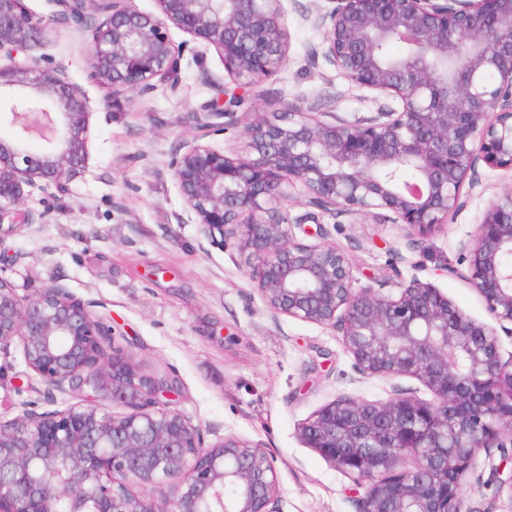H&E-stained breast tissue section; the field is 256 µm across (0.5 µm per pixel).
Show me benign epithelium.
Masks as SVG:
<instances>
[{"label":"benign epithelium","instance_id":"benign-epithelium-1","mask_svg":"<svg viewBox=\"0 0 512 512\" xmlns=\"http://www.w3.org/2000/svg\"><path fill=\"white\" fill-rule=\"evenodd\" d=\"M50 2L45 19L25 0H0V99L12 102L0 120L15 129L0 137V234L35 223L19 209L30 190L62 188L85 161L90 100L38 53L46 26L68 24L85 39L87 81L114 106L128 93L176 90L184 53L199 45L244 87L288 58L282 0H154L150 12L136 0ZM326 2L315 14L302 9L322 31L325 60L396 106L352 120H322L318 105L240 116L230 96L197 117L170 166L187 221L211 246L238 244L273 317L328 326L360 375L415 379L431 394L396 384L384 402L340 395L302 423L306 446L362 490L357 512H463L478 454L512 457V355L503 359L500 342L512 336V187L460 242L492 325L417 276L395 295L357 286L319 214L400 224L414 247L463 206L480 165L512 171V0ZM173 29L190 40L175 43ZM396 42L403 52L392 55ZM239 126L240 152L207 142ZM36 134L46 137L40 152L29 148ZM296 186L313 211L292 223L282 205ZM292 224L315 242L295 240ZM110 335L66 289L23 299L0 275V351L18 344L51 394L97 393L92 403L0 420V512H281L264 447L233 434L205 444L170 406L177 387L141 374ZM106 402L126 412L109 413Z\"/></svg>","mask_w":512,"mask_h":512}]
</instances>
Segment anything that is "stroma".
Here are the masks:
<instances>
[{
    "instance_id": "35a3bbf8",
    "label": "stroma",
    "mask_w": 512,
    "mask_h": 512,
    "mask_svg": "<svg viewBox=\"0 0 512 512\" xmlns=\"http://www.w3.org/2000/svg\"><path fill=\"white\" fill-rule=\"evenodd\" d=\"M283 0L290 48L276 74L245 88L243 112H280L333 105L339 115L365 116L379 100L338 74L319 53L322 35ZM43 53L82 85L93 110L85 165L63 189L33 191L23 209L40 215L0 238V270L19 296L57 285L90 303L112 327V345L131 354L142 374L178 379L175 409L199 424L206 441L227 434L263 444L280 478L282 512H356L352 483L299 437L298 427L341 394L387 400L392 383L361 376L332 328L273 317L246 274L236 245L209 246L187 223L171 157L195 133L194 115L218 94L202 70L223 77L214 49L185 53L177 90L128 94L115 107L86 78L89 50L73 28L43 34ZM481 184L465 191L461 210L409 248L397 224L337 216L329 243L346 252L359 286L411 277L432 283L471 317L488 321L479 295L462 278L461 240L472 235L488 200L512 184V173L481 167ZM92 390L47 395L17 346L0 352V418L24 410H62L93 401ZM468 478L465 500L477 512L502 505L486 457Z\"/></svg>"
}]
</instances>
